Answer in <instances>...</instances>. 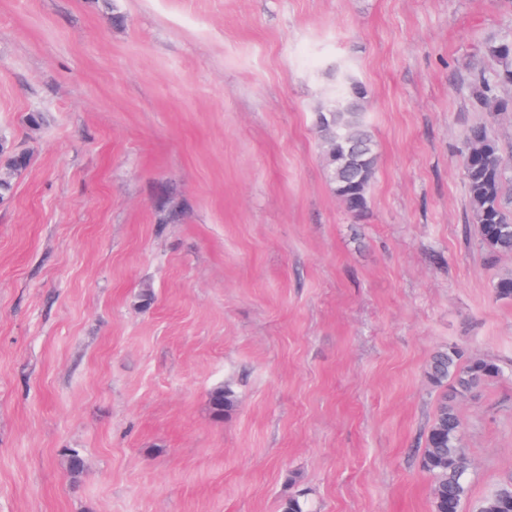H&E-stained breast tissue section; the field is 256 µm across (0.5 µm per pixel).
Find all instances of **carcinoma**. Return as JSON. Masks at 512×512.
<instances>
[{
    "mask_svg": "<svg viewBox=\"0 0 512 512\" xmlns=\"http://www.w3.org/2000/svg\"><path fill=\"white\" fill-rule=\"evenodd\" d=\"M497 68L470 80L471 95L481 104H497L496 112H512V98L500 94L512 84V35L488 45ZM364 88L351 83L336 92V99L320 111L317 129L327 149L330 181L337 196H348L346 208L354 213L367 208L368 191L375 176V145L361 110ZM461 155L472 223L483 246L492 254H512V165L486 124L470 127L464 137ZM28 156L9 158V172L0 175V195L12 189L11 174L24 169ZM501 368L490 358L478 357L455 345L436 351L429 364L427 378L438 387H446L427 431L421 466L433 477L432 512H461L468 495L467 461L460 444L461 421L456 402L479 392L484 385L499 378ZM210 409L220 419L234 405V394L221 386L210 393ZM66 470L76 481L84 471L82 456L70 450ZM476 512H512V483L504 484L484 498Z\"/></svg>",
    "mask_w": 512,
    "mask_h": 512,
    "instance_id": "carcinoma-1",
    "label": "carcinoma"
}]
</instances>
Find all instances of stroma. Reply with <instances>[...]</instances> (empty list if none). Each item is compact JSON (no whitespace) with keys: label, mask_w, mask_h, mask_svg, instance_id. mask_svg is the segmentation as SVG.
Here are the masks:
<instances>
[{"label":"stroma","mask_w":512,"mask_h":512,"mask_svg":"<svg viewBox=\"0 0 512 512\" xmlns=\"http://www.w3.org/2000/svg\"><path fill=\"white\" fill-rule=\"evenodd\" d=\"M509 33L512 0H0V512H431L450 345L502 369L457 403L462 512L512 481V255L458 151L512 147L469 91ZM345 81L357 214L315 128ZM365 97L364 88L351 83L336 92V99L318 112L317 129L327 149L330 181L337 196H348L344 203L350 212L366 209L368 191L375 176L377 155L375 145L361 110L360 101ZM349 144L358 148L354 164L347 163L344 151ZM209 404L213 416L220 419L233 407L234 394L230 389L216 387L210 393Z\"/></svg>","instance_id":"35a3bbf8"}]
</instances>
